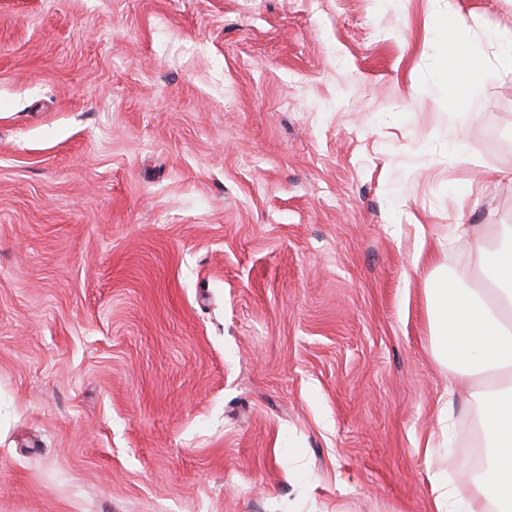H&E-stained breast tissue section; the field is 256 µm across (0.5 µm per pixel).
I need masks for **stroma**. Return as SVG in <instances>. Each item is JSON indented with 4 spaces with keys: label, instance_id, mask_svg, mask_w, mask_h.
Returning a JSON list of instances; mask_svg holds the SVG:
<instances>
[{
    "label": "stroma",
    "instance_id": "35a3bbf8",
    "mask_svg": "<svg viewBox=\"0 0 512 512\" xmlns=\"http://www.w3.org/2000/svg\"><path fill=\"white\" fill-rule=\"evenodd\" d=\"M455 4L471 117L429 0H0V512H430L424 279L512 225Z\"/></svg>",
    "mask_w": 512,
    "mask_h": 512
}]
</instances>
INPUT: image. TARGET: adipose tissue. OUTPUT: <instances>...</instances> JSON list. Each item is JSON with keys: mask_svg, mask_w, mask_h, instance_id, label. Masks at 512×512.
<instances>
[{"mask_svg": "<svg viewBox=\"0 0 512 512\" xmlns=\"http://www.w3.org/2000/svg\"><path fill=\"white\" fill-rule=\"evenodd\" d=\"M435 16L453 106L485 63L455 7ZM498 237L472 242V273L452 278L437 266L424 283L436 360L454 382L484 379L480 396L489 407L479 419L486 463L466 493L469 502H462L444 456L426 449L433 512H512V225H499Z\"/></svg>", "mask_w": 512, "mask_h": 512, "instance_id": "adipose-tissue-1", "label": "adipose tissue"}]
</instances>
